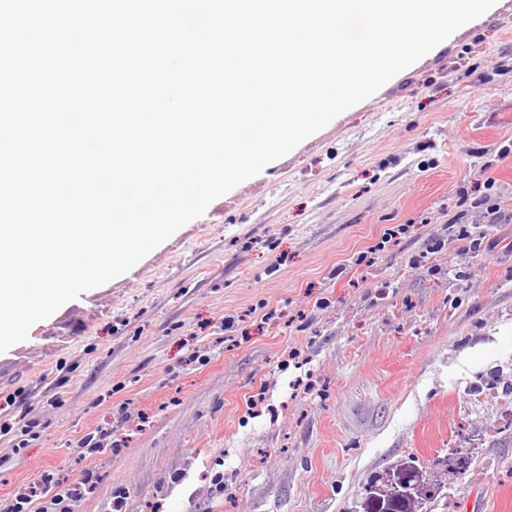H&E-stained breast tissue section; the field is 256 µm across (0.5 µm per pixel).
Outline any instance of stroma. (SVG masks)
<instances>
[{"label":"stroma","mask_w":512,"mask_h":512,"mask_svg":"<svg viewBox=\"0 0 512 512\" xmlns=\"http://www.w3.org/2000/svg\"><path fill=\"white\" fill-rule=\"evenodd\" d=\"M512 0L213 201L21 346L0 390V512L93 472L69 512H355L416 458L447 512H512ZM467 226L482 241L460 239ZM115 430L118 449L80 448ZM471 457L465 475L452 452ZM223 483H216V474ZM477 377L476 378L480 380L481 383H478L477 389L474 392L475 399L480 401H495L500 404L503 414H509L510 411L512 414V397L505 395L504 389L499 385L488 381H482V376Z\"/></svg>","instance_id":"obj_1"}]
</instances>
